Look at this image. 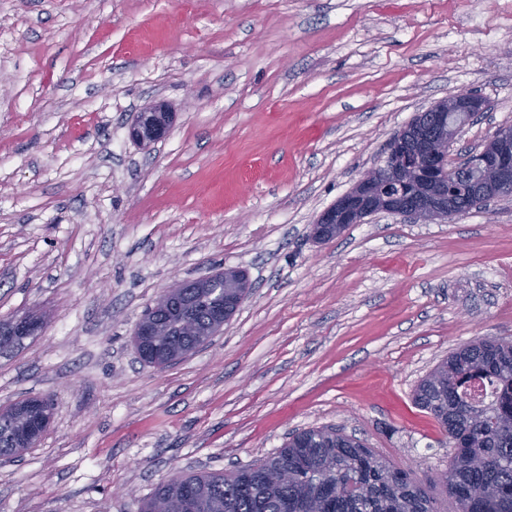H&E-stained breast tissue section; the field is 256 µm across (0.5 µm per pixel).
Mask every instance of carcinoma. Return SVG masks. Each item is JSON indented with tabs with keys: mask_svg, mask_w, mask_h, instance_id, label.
Segmentation results:
<instances>
[{
	"mask_svg": "<svg viewBox=\"0 0 512 512\" xmlns=\"http://www.w3.org/2000/svg\"><path fill=\"white\" fill-rule=\"evenodd\" d=\"M224 300L199 289L192 308L198 331ZM157 347L183 353L200 345L172 317ZM484 381L487 401L473 398L467 384ZM414 404L429 414L448 443V468L435 473L457 512H512V341L481 338L448 355L417 384ZM11 412L0 414V458L19 453ZM287 468L293 478L276 485ZM483 485L488 495L473 498ZM140 512H435L419 478L395 466L334 427L310 428L289 437L276 453L230 473L177 475L143 500Z\"/></svg>",
	"mask_w": 512,
	"mask_h": 512,
	"instance_id": "cac0c4a2",
	"label": "carcinoma"
}]
</instances>
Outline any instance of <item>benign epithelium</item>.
<instances>
[{
  "label": "benign epithelium",
  "mask_w": 512,
  "mask_h": 512,
  "mask_svg": "<svg viewBox=\"0 0 512 512\" xmlns=\"http://www.w3.org/2000/svg\"><path fill=\"white\" fill-rule=\"evenodd\" d=\"M485 108V100L476 92L464 91L431 112L418 113L411 127L400 130L391 140L386 156L376 167L368 170L353 188L327 209L313 226L314 235L323 241L342 233L351 224H360L368 216L388 213L411 217L422 222L448 218L457 207L456 188L460 180L474 174L467 194L469 206L501 195H512V129L498 130L483 149L466 163L455 164L449 153L460 130ZM172 123V113L162 102L144 108L130 127L131 139L149 146L162 139ZM241 280L244 274L224 270L200 279L178 281L163 291L151 309L169 305L181 296L185 288H212L227 278ZM246 295L237 293L217 311L213 324L224 326L240 307ZM154 319L141 317L133 337L143 362H148L147 339L154 335ZM49 422L45 410L28 414L23 429V445L32 448Z\"/></svg>",
  "instance_id": "benign-epithelium-1"
}]
</instances>
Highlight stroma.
I'll return each mask as SVG.
<instances>
[{
  "instance_id": "stroma-1",
  "label": "stroma",
  "mask_w": 512,
  "mask_h": 512,
  "mask_svg": "<svg viewBox=\"0 0 512 512\" xmlns=\"http://www.w3.org/2000/svg\"><path fill=\"white\" fill-rule=\"evenodd\" d=\"M0 0V408L49 427L0 460V512H138L174 473L227 472L342 428L426 481L448 465L412 400L457 347L512 340V195L435 223L319 216L416 113L488 103L455 159L512 126V0ZM168 103L141 147L138 112ZM241 269L223 331L176 364L133 332L175 281ZM172 123V113L162 102L144 108L130 127L131 139L142 146H149L162 139ZM49 418L46 410L32 411L28 414L27 423L22 434V442L26 448H32L36 445L48 425Z\"/></svg>"
}]
</instances>
